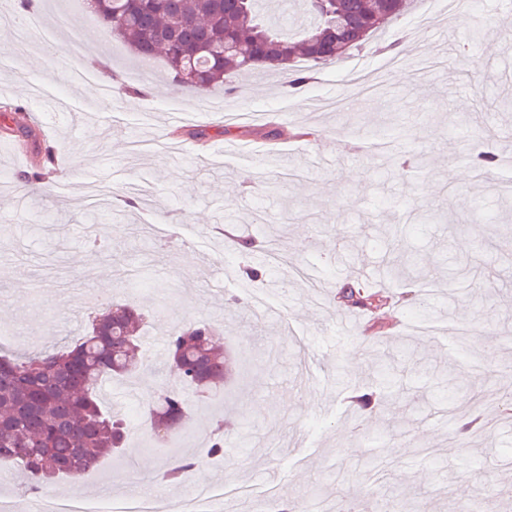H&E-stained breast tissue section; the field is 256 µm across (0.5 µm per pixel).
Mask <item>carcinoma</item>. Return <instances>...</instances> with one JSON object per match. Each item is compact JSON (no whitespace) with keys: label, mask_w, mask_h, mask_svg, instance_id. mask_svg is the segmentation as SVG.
I'll use <instances>...</instances> for the list:
<instances>
[{"label":"carcinoma","mask_w":512,"mask_h":512,"mask_svg":"<svg viewBox=\"0 0 512 512\" xmlns=\"http://www.w3.org/2000/svg\"><path fill=\"white\" fill-rule=\"evenodd\" d=\"M306 19L297 36L281 33L274 15L260 0H96L94 12L105 30L126 43L143 60L164 59L173 73L195 69L202 80L190 84L210 92L224 75L264 67L285 70L288 61L304 58L331 63L342 53L331 50L357 36L360 28L379 29L375 16H397L404 0H301ZM235 36L239 48H224ZM484 176L500 166L499 150L489 146L476 156ZM386 273L394 279L412 278L408 264L388 259ZM340 299L348 308H376L381 299L360 281L347 284ZM144 322L129 303H115L97 314L90 332L70 346L38 354H0V464H13L32 480L30 489L61 477L78 478L106 457L121 462L119 448L127 437L125 419L105 409L101 384L107 377L134 376L141 366ZM208 324H181L169 333L166 351L181 388L204 396L224 390V351L213 344ZM181 388H166L148 401L146 424L158 440L154 425L167 422L173 465L163 474L179 480L193 471L198 459L178 450L193 410ZM370 387L352 397L353 413L379 405ZM470 421L458 431H471L487 413L477 396L469 398ZM324 512H360L341 492L323 500Z\"/></svg>","instance_id":"cac0c4a2"}]
</instances>
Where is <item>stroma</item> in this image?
I'll list each match as a JSON object with an SVG mask.
<instances>
[{
    "label": "stroma",
    "instance_id": "stroma-1",
    "mask_svg": "<svg viewBox=\"0 0 512 512\" xmlns=\"http://www.w3.org/2000/svg\"><path fill=\"white\" fill-rule=\"evenodd\" d=\"M56 54L25 58L0 70V339L36 351L74 343L93 307L126 300L149 322L148 337L180 323L222 330L232 358L246 356V379L232 378L229 396L211 397L188 423L180 446L197 455L213 423L223 421L224 464H198L176 484L159 481L169 463L146 429L147 398L174 384L159 372L163 352L143 346L134 380H109L107 404L130 421L123 463L103 461L72 480L45 485L64 498L80 493L115 502L141 489L177 501L198 487H251L250 505L265 487L283 501L304 504L312 489L371 500L375 468L390 463V487L434 512H457L460 498L478 512H512V425L460 439L450 414L471 394L494 410L512 392V343L495 371L480 377L474 356L487 337L512 336V205L494 181H459L476 145L512 139V6L477 0L462 13L434 10L430 0L408 8L368 48L323 65L298 94L263 72L227 77L205 95L177 87L162 59L143 63L109 37L86 0H42ZM72 24H57L59 13ZM480 32L477 59L490 74L482 90L458 67L456 45ZM97 34L101 65L92 82L74 80L67 51L72 38ZM401 42L400 56L386 53ZM114 91L100 102L101 85ZM56 100L54 111L42 109ZM154 116L157 144L133 151L144 113ZM179 112V129L166 127ZM315 138L298 137L303 127ZM50 181L27 182L47 153ZM269 155L268 164L257 160ZM135 193L138 209L121 212L120 195ZM485 204L482 227L470 226L464 199ZM278 223L277 258L255 257L258 288L269 310L288 312L294 327L257 321L244 294L237 256L224 231L255 232ZM471 243L460 251L458 240ZM395 246L420 271L413 287L387 280L382 261ZM493 270V300L458 278L464 265ZM363 271L386 296L375 311L343 307L340 289ZM109 279V291L98 282ZM178 297L160 303L163 289ZM417 361L413 373L373 375L380 352ZM378 385L387 401L352 422V388ZM364 435L355 440L351 424Z\"/></svg>",
    "mask_w": 512,
    "mask_h": 512
}]
</instances>
